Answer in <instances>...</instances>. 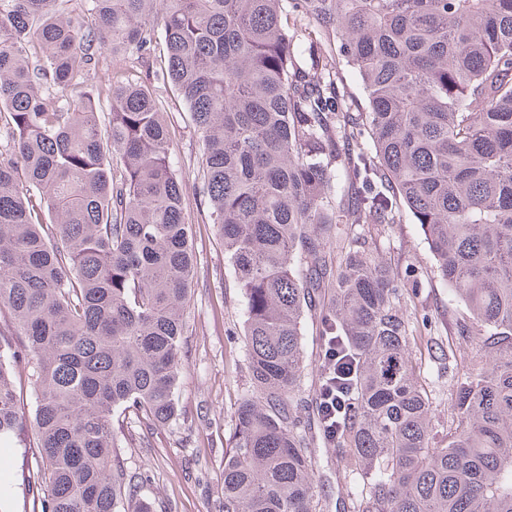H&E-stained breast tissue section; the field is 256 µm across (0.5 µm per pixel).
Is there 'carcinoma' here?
I'll return each instance as SVG.
<instances>
[{"mask_svg": "<svg viewBox=\"0 0 512 512\" xmlns=\"http://www.w3.org/2000/svg\"><path fill=\"white\" fill-rule=\"evenodd\" d=\"M159 35L260 398L237 412L224 512H324L309 444L332 423L352 512H512V0H0V442L27 423L22 362L32 512H153L113 448L118 409L176 414L196 277L166 113L132 77ZM400 204L465 306L458 335L482 332L494 359L457 379L439 442L394 272L355 233ZM312 311L339 364L303 421Z\"/></svg>", "mask_w": 512, "mask_h": 512, "instance_id": "cac0c4a2", "label": "carcinoma"}]
</instances>
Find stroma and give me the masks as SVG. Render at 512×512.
Returning <instances> with one entry per match:
<instances>
[{"instance_id": "35a3bbf8", "label": "stroma", "mask_w": 512, "mask_h": 512, "mask_svg": "<svg viewBox=\"0 0 512 512\" xmlns=\"http://www.w3.org/2000/svg\"><path fill=\"white\" fill-rule=\"evenodd\" d=\"M154 93L158 107L167 114L171 160L185 182V218L195 230L198 278L185 314L175 391L180 412L158 426L133 411H118L117 454L124 468L144 475L137 496L153 503L154 512H224V453L234 441L238 408L251 390L243 336L245 299L207 209L195 194L202 146L190 114L172 84L155 82ZM367 238L398 282H405L410 270L419 282L416 293L406 295L403 302L408 319L421 323L407 353L427 391L433 431L444 437L452 423L451 395L457 376L472 355H479L487 368L494 361L480 355V335H458L456 322L464 308L438 277L424 232L409 210L401 211L399 223L372 226ZM303 346L307 366L297 410L308 418L322 372L315 316L306 318ZM32 439L33 432L27 429L20 438L0 444V499L6 500L10 512L24 510L20 470ZM311 448L313 480L327 503L325 512H337V503L354 493L356 484L332 442L317 435Z\"/></svg>"}]
</instances>
